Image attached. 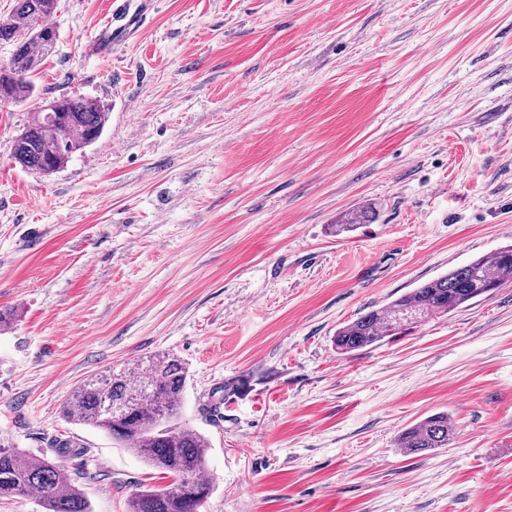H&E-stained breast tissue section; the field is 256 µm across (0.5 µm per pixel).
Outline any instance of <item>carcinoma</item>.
I'll return each instance as SVG.
<instances>
[{"mask_svg": "<svg viewBox=\"0 0 512 512\" xmlns=\"http://www.w3.org/2000/svg\"><path fill=\"white\" fill-rule=\"evenodd\" d=\"M57 4L14 0L10 17L0 22V42L13 45L8 68L0 69V102L19 103L33 93L34 73L56 47V29L46 20ZM54 103L55 109L35 113L13 141L12 158L24 170L52 174L104 132L109 113L97 103L85 98ZM507 283H512V245L474 258L344 324L336 330V350L349 354L377 345ZM187 383V368L178 357L157 354L81 384L65 406L66 419L106 433L171 478L164 487L133 494L127 512H199L211 492L209 440L181 422ZM453 430L448 414H432L404 430L398 447L408 455L446 448ZM30 494L37 496L44 512H91L75 475L64 465L0 440V499Z\"/></svg>", "mask_w": 512, "mask_h": 512, "instance_id": "carcinoma-1", "label": "carcinoma"}]
</instances>
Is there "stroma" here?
<instances>
[{
    "label": "stroma",
    "instance_id": "obj_1",
    "mask_svg": "<svg viewBox=\"0 0 512 512\" xmlns=\"http://www.w3.org/2000/svg\"><path fill=\"white\" fill-rule=\"evenodd\" d=\"M112 2L59 0L34 94L0 103V436L126 512L164 478L62 408L169 352L210 442L201 512H512V283L333 343L512 244V0H129L137 26L89 51ZM63 97L103 135L21 169L14 138ZM439 412L448 446L404 454Z\"/></svg>",
    "mask_w": 512,
    "mask_h": 512
}]
</instances>
